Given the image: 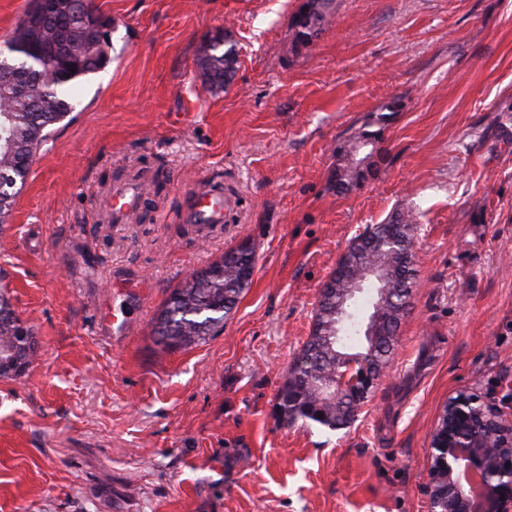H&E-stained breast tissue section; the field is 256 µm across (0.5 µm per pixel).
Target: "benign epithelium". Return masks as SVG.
Wrapping results in <instances>:
<instances>
[{"label":"benign epithelium","instance_id":"7a95c632","mask_svg":"<svg viewBox=\"0 0 512 512\" xmlns=\"http://www.w3.org/2000/svg\"><path fill=\"white\" fill-rule=\"evenodd\" d=\"M447 408L448 426L430 439L431 512H512V425L474 394L449 398ZM463 466L482 480L477 502L459 480Z\"/></svg>","mask_w":512,"mask_h":512}]
</instances>
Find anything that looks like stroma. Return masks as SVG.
<instances>
[{"mask_svg":"<svg viewBox=\"0 0 512 512\" xmlns=\"http://www.w3.org/2000/svg\"><path fill=\"white\" fill-rule=\"evenodd\" d=\"M301 0H95L109 61L38 149L0 219V291L37 340L0 378V512H429L444 405L512 421V0H333L288 51ZM228 33L211 90L195 59ZM376 178L337 193L338 149L391 98ZM145 182L137 219L105 222ZM212 184L224 222L187 204ZM411 213L416 288L394 357L353 424L278 420L279 386L354 237ZM256 264L223 328L169 349L170 292L240 243ZM153 295L117 306L111 279ZM136 322L126 336L106 313ZM226 35L216 34L208 37L196 58V65L205 83L211 88L222 89L233 79L237 70L238 55ZM229 44V45H228ZM228 45L226 49L224 46ZM234 64L231 74L226 76L228 65ZM140 194V188L128 185L113 189L108 200V208L115 223L121 224L133 214L137 208Z\"/></svg>","mask_w":512,"mask_h":512,"instance_id":"stroma-1","label":"stroma"}]
</instances>
